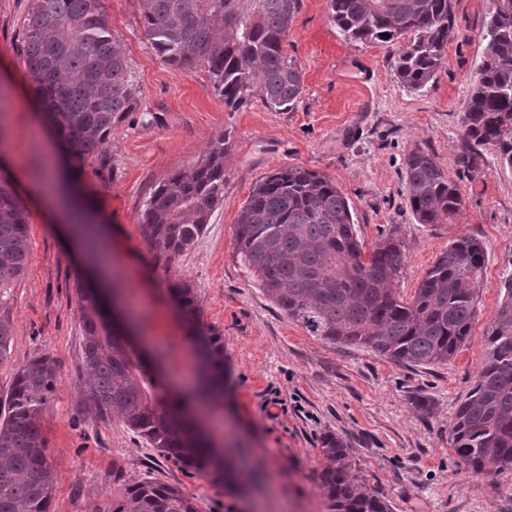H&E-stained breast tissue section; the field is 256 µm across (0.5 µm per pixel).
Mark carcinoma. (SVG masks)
Returning <instances> with one entry per match:
<instances>
[{
    "instance_id": "obj_1",
    "label": "carcinoma",
    "mask_w": 512,
    "mask_h": 512,
    "mask_svg": "<svg viewBox=\"0 0 512 512\" xmlns=\"http://www.w3.org/2000/svg\"><path fill=\"white\" fill-rule=\"evenodd\" d=\"M303 0H138L145 38L173 71L203 70L224 107L252 98L288 111L301 98L303 70L285 42ZM482 31L483 60L459 117L454 163L470 178L485 155L512 169V0H493ZM328 20L352 42L398 46L396 73L421 91L444 63L457 36L452 0H328ZM20 57L39 102L51 96L58 112L43 117L66 151L84 168L139 104V90L101 0H32L23 19ZM225 138L205 159L158 184L139 217L155 261L171 264L204 235L224 201ZM407 202L419 224H445L464 198L436 156L418 147L404 163ZM233 245L248 278L289 319L331 345H353L394 362L446 365L470 336L486 249L471 236L451 241L410 300L397 292L404 254L391 238L363 256L350 204L328 177L302 167L260 179L241 208ZM30 252L29 213L12 187L0 182V294L24 274ZM179 311L197 331L203 370L212 385L204 403L223 399L228 373L224 342L204 327L192 285L169 283ZM500 307L486 338L482 368L458 406L449 441L468 468L483 473L512 466V275L501 284ZM87 409L117 417L160 455L226 483L224 459L188 421L164 402L153 373L121 342L99 294L78 290ZM12 322L0 312V361L11 344ZM59 368L49 356L21 366L0 408V512H52L55 475L41 417L55 392ZM330 465L320 488L332 512H391L390 505L352 467L344 439H322ZM112 512H198L179 487L142 479L128 484Z\"/></svg>"
}]
</instances>
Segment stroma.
<instances>
[{"mask_svg": "<svg viewBox=\"0 0 512 512\" xmlns=\"http://www.w3.org/2000/svg\"><path fill=\"white\" fill-rule=\"evenodd\" d=\"M30 2L0 0V148L8 154L0 178L10 180L30 216L29 263L7 303L13 340L0 362V398H8L17 370L30 360L56 361L59 382L41 419L56 477L53 512H112L125 485L144 478L177 485L199 512H329L320 490L327 434L347 442L353 467L392 512H512V467L475 473L448 440L482 367L502 280L512 275V169L490 155L480 174L459 179L465 209L449 224L417 223L403 179L405 158L418 146L454 173L459 115L481 63L493 0H452L458 35L425 92L403 88L386 46L347 41L327 19V0H303L287 50L303 68L305 91L287 112L256 98L225 109L206 73H177L158 58L137 0H102L139 105L83 174L67 181L110 243L116 286L136 303L138 334L166 386L191 381L198 363L169 282L193 285L204 324L220 335L230 379L216 417L238 472L232 487L159 455L120 419L98 420L85 409L78 304L85 278L53 197L35 185L45 167L57 166L60 150L19 58ZM221 136L223 204L193 250L172 264L156 263L139 228L145 200L158 183L203 161ZM294 166L325 174L348 197L364 252L388 236L401 242L397 288L404 298L453 239L471 235L484 243L471 334L448 365L398 364L327 344L250 283L233 246L240 210L262 177ZM420 396L429 410L417 406Z\"/></svg>", "mask_w": 512, "mask_h": 512, "instance_id": "obj_1", "label": "stroma"}]
</instances>
